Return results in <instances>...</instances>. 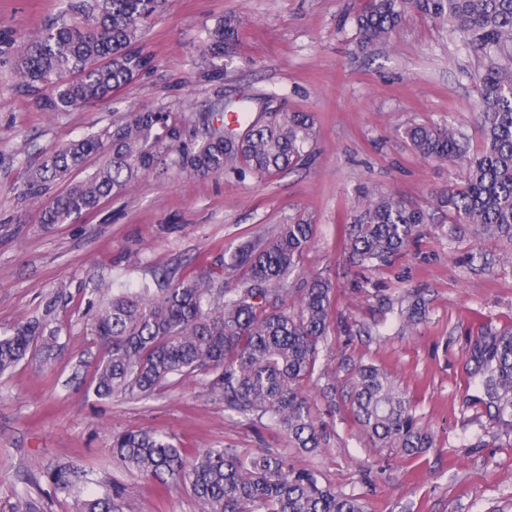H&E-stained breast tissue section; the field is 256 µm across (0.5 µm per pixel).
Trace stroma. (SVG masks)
<instances>
[{"label": "stroma", "instance_id": "35a3bbf8", "mask_svg": "<svg viewBox=\"0 0 512 512\" xmlns=\"http://www.w3.org/2000/svg\"><path fill=\"white\" fill-rule=\"evenodd\" d=\"M360 0H170L142 43L153 69L112 101L48 114L15 84L10 40H39L64 0H0V331L52 315L59 335L54 370L38 359L0 375V512L29 491L45 512H75L50 474L74 465L92 471L84 491L122 484L137 512H198L182 488L158 495L153 482L112 456L115 433L153 428L188 448H273L299 468L313 467L336 490L360 497L367 512H512V427L499 423L471 379L483 333L512 329V261L496 240L449 236L443 222L407 256L374 272L351 268L336 226L369 187L406 203L430 205L447 190L448 166L422 160L397 136L413 122L449 119L479 145L478 63L447 30L407 18L391 41L361 52L351 18ZM247 23L221 77L201 53L224 16ZM244 95L309 112L317 132L308 161L261 182L248 170L205 179L179 176L169 161L128 191L71 224L37 221L16 187L43 155L110 127L116 113L145 106L169 113L204 137L199 117ZM298 218L315 226L305 270L336 287V337L320 366L336 378V401L312 396L329 429L326 448L302 454L275 430L230 416L224 403L189 378L147 400H100L89 383L100 348L90 333L89 301L99 282L134 288L160 267L199 270L257 233ZM421 294L426 317L416 333L398 313L407 291ZM385 369L407 385L435 444L411 458L362 436L347 403V364Z\"/></svg>", "mask_w": 512, "mask_h": 512}]
</instances>
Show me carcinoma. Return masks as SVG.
I'll list each match as a JSON object with an SVG mask.
<instances>
[{"instance_id":"cac0c4a2","label":"carcinoma","mask_w":512,"mask_h":512,"mask_svg":"<svg viewBox=\"0 0 512 512\" xmlns=\"http://www.w3.org/2000/svg\"><path fill=\"white\" fill-rule=\"evenodd\" d=\"M166 0H68L44 36L16 47L19 87L37 96L44 112L98 105L141 73L154 57L141 45L150 21ZM415 14L456 32L478 61L480 102L474 121L482 145L471 149L461 128L446 121L410 123L400 133L419 156L460 168V181L434 199V211L386 194H366L343 225L342 248L350 266L375 270L407 253L440 214L448 231L465 227L496 238L512 251V0H363L355 15L368 49L387 41ZM245 20L224 17L204 53L231 57ZM261 99L245 97L221 112L201 116L208 127L197 145L185 141L182 123L144 108L124 113L112 126L72 139L46 153L20 186L22 199L38 205L40 224H69L126 191L159 160L176 155L181 175L207 178L247 168L263 180L308 158L316 135L309 112H261ZM220 126H214V123ZM103 161L75 181L89 159ZM51 182L65 190L45 201ZM314 240L304 219L280 224L274 233L242 241L228 261L200 272L165 268L130 291L100 284L92 335L102 356L92 375L99 399H147L186 377L224 400V410L246 421L268 423L292 447L314 453L327 433L313 415L305 388L319 385L321 354L335 333V287L306 274L301 259ZM45 314L0 334V374L26 357L49 367L59 345ZM425 314L417 295L408 297L403 322ZM477 372L496 419L512 425V333H487L478 343ZM350 411L376 448H399L412 456L434 444L406 390L372 363L352 368ZM113 457L125 468L163 486L185 488L199 512H365L359 498L325 483L311 468H296L277 451L186 448L174 436L151 428L112 436ZM54 484L75 495L78 512H134L122 487L95 495L61 468ZM11 512H41L38 501L19 494Z\"/></svg>"}]
</instances>
